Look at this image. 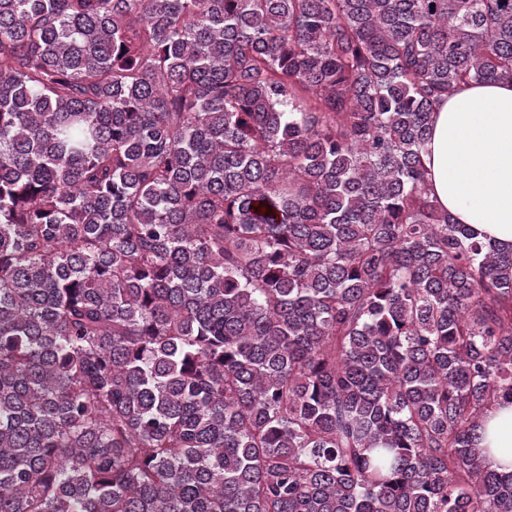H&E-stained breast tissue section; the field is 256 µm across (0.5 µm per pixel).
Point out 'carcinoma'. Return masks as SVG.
<instances>
[{"label": "carcinoma", "mask_w": 512, "mask_h": 512, "mask_svg": "<svg viewBox=\"0 0 512 512\" xmlns=\"http://www.w3.org/2000/svg\"><path fill=\"white\" fill-rule=\"evenodd\" d=\"M500 80L512 0H0V512H512L422 158Z\"/></svg>", "instance_id": "cac0c4a2"}]
</instances>
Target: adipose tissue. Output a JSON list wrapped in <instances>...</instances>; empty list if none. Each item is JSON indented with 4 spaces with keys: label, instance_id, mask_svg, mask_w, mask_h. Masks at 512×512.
<instances>
[{
    "label": "adipose tissue",
    "instance_id": "obj_1",
    "mask_svg": "<svg viewBox=\"0 0 512 512\" xmlns=\"http://www.w3.org/2000/svg\"><path fill=\"white\" fill-rule=\"evenodd\" d=\"M434 197L455 223L512 248V81L470 83L434 112L423 155ZM486 465L512 472V403L483 423Z\"/></svg>",
    "mask_w": 512,
    "mask_h": 512
}]
</instances>
